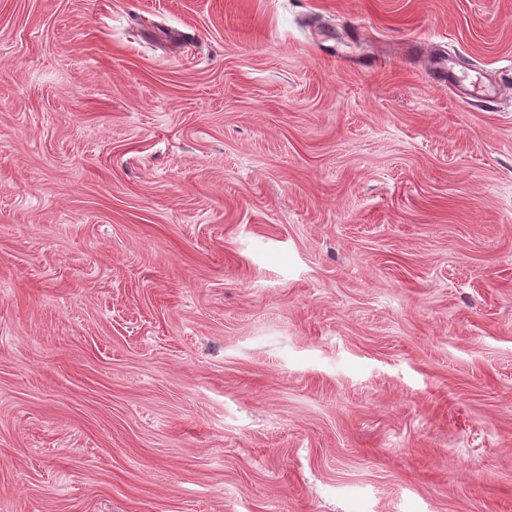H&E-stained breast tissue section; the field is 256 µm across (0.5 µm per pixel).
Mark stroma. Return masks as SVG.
I'll return each instance as SVG.
<instances>
[{
  "instance_id": "stroma-1",
  "label": "stroma",
  "mask_w": 512,
  "mask_h": 512,
  "mask_svg": "<svg viewBox=\"0 0 512 512\" xmlns=\"http://www.w3.org/2000/svg\"><path fill=\"white\" fill-rule=\"evenodd\" d=\"M0 512H512V0H0Z\"/></svg>"
}]
</instances>
